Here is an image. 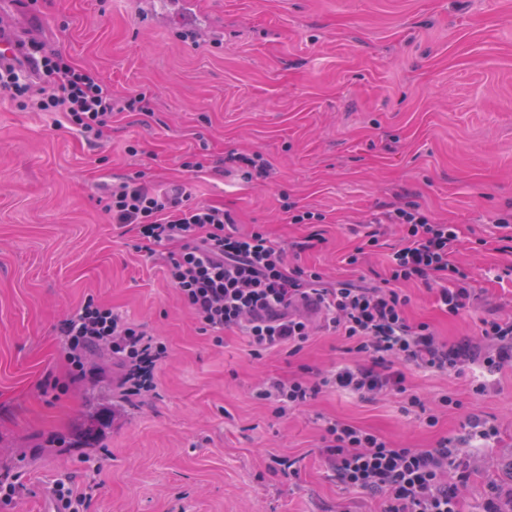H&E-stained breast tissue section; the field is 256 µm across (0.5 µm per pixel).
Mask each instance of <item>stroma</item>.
<instances>
[{
	"instance_id": "stroma-1",
	"label": "stroma",
	"mask_w": 512,
	"mask_h": 512,
	"mask_svg": "<svg viewBox=\"0 0 512 512\" xmlns=\"http://www.w3.org/2000/svg\"><path fill=\"white\" fill-rule=\"evenodd\" d=\"M38 13L51 48L115 95L145 94L149 109L117 114L90 144L0 99V480L25 486L0 512H52L46 488L65 476L99 482L89 512H383L381 498L334 479L323 419L429 448L468 438L472 413L498 426L470 473L468 505L482 504L512 449V364L481 395L470 373L406 369L409 390L456 402L433 427L395 397L333 390L276 416L255 387L333 370L349 358L343 339L322 332L297 356L260 359L237 333L214 346L159 255L122 234L100 198L141 171L288 244L310 232L289 223L290 197L328 217L324 243L299 262L331 281L384 277L397 228L381 225L383 248L355 271L345 258L357 228L416 202L459 226L456 260L479 299L452 317L433 291L409 284L408 317L452 344L475 339L486 311L512 316V283L493 273L512 252L471 247L498 237L490 218L512 208V0H42ZM232 152L263 154L267 176L223 173ZM195 161L202 169L189 171ZM89 295L168 344L149 401L99 386L112 366L100 352L71 381L58 326ZM281 457L297 474L281 471Z\"/></svg>"
}]
</instances>
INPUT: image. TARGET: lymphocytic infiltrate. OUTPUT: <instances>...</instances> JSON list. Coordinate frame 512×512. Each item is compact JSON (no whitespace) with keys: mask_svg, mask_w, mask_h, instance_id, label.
I'll use <instances>...</instances> for the list:
<instances>
[{"mask_svg":"<svg viewBox=\"0 0 512 512\" xmlns=\"http://www.w3.org/2000/svg\"><path fill=\"white\" fill-rule=\"evenodd\" d=\"M26 59L44 77V86L33 90L21 65L0 66V97L23 110L63 113L87 142L102 136L114 113L134 110L145 100L141 94L112 96L97 73L45 52L37 41L28 42ZM104 208L113 223L162 248L167 279L214 345L239 331L253 357L273 350L293 357L318 330L342 337L357 356L354 363L314 380L270 377L256 389L255 398L274 401L278 415L334 389L366 401L401 395L403 412L416 413L432 427L454 401L444 395L427 405L408 391L404 368L448 375L475 363L493 372L512 361L511 316L490 312L481 317L480 342L471 347L448 344L431 324L409 320L411 298L402 290L409 282L435 290L439 308L451 316L477 299L468 273L453 260L458 225L436 222L419 204L408 202L373 218L372 228L347 256V265L360 267L380 246L379 225L398 226L400 243L390 255L388 274L371 286L352 279L329 284L318 271L298 264L300 253L319 240L318 226L326 216L293 201L282 203L289 223L310 225L312 231L288 247L272 239L264 225L239 230L229 211L192 201L187 187L162 191L138 176L114 187ZM59 334L71 375H81L87 355L102 350L118 362L121 383L132 395L155 389L156 370L168 355L163 339L148 336L141 324L91 297L62 321ZM321 440L337 482L381 496L384 512H463L468 471L476 461L465 441L446 437L432 448H401L336 419L324 422Z\"/></svg>","mask_w":512,"mask_h":512,"instance_id":"f902f5d3","label":"lymphocytic infiltrate"}]
</instances>
